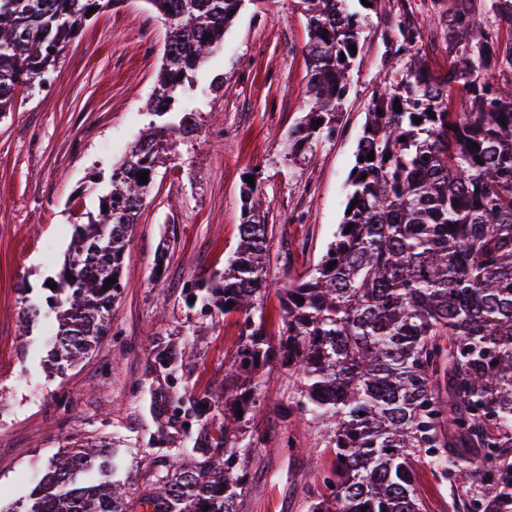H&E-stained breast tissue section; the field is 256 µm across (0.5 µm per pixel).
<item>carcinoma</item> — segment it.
I'll return each mask as SVG.
<instances>
[{
	"instance_id": "carcinoma-1",
	"label": "carcinoma",
	"mask_w": 512,
	"mask_h": 512,
	"mask_svg": "<svg viewBox=\"0 0 512 512\" xmlns=\"http://www.w3.org/2000/svg\"><path fill=\"white\" fill-rule=\"evenodd\" d=\"M146 2L170 29L145 104L161 124L150 122L112 169L100 202L107 211L76 225L57 288L48 289L61 367L87 357L108 332L123 254L160 154L198 130L191 114L174 115L175 104L242 4ZM347 2L298 0L308 100L288 133L293 158L334 135L341 117L356 60L350 46L363 32L361 13ZM91 7L101 0H0V113L13 111L17 88L34 91L58 64ZM490 14L512 18V0H448V62L439 70L414 21L397 16L391 42L402 65L373 93L356 153L374 160L355 161L348 197L355 207L318 264L285 289L276 347L251 316L267 287L268 224L256 188L242 190L240 241L219 288L224 313L244 315L229 368L235 385L224 389V446L200 449L201 462L169 464L138 491L100 459L102 449L72 448L56 455L22 512H240L253 444L237 425L256 410L275 365L300 382L284 416L317 420L334 456L325 491L307 512H421L419 459L473 485L478 507L491 512L490 498L512 489V472L484 473L468 458L471 448H512V33ZM457 90L466 96L462 107ZM94 463L95 479L78 481Z\"/></svg>"
}]
</instances>
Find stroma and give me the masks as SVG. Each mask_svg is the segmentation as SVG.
<instances>
[{
	"mask_svg": "<svg viewBox=\"0 0 512 512\" xmlns=\"http://www.w3.org/2000/svg\"><path fill=\"white\" fill-rule=\"evenodd\" d=\"M435 0H374L332 137L290 158L287 136L307 101L308 41L295 0H245L223 50L194 73L180 106L194 139L164 154L122 263L121 293L90 360L57 372L59 322L45 286L61 271L74 227L98 214L112 165L146 129L143 105L157 82L168 25L145 0L103 7L51 71V93L18 92L0 115V512H17L58 451L117 449L135 486L194 449L224 437L227 367L243 326L218 310L205 282L239 243L241 190L256 175L268 224V289L253 317L269 338L282 327L281 290L314 267L340 224L370 97L387 59L396 15H414L433 65H444L445 26ZM157 52L144 54L142 26ZM222 90H213L215 77ZM40 308L27 323V308ZM176 356L156 360L158 350ZM296 383L272 369L259 412L243 428L255 441L241 512H307L316 472H329L315 422L283 419ZM210 408L199 413L197 404ZM423 512H468L474 489L428 464L417 468Z\"/></svg>",
	"mask_w": 512,
	"mask_h": 512,
	"instance_id": "stroma-1",
	"label": "stroma"
}]
</instances>
